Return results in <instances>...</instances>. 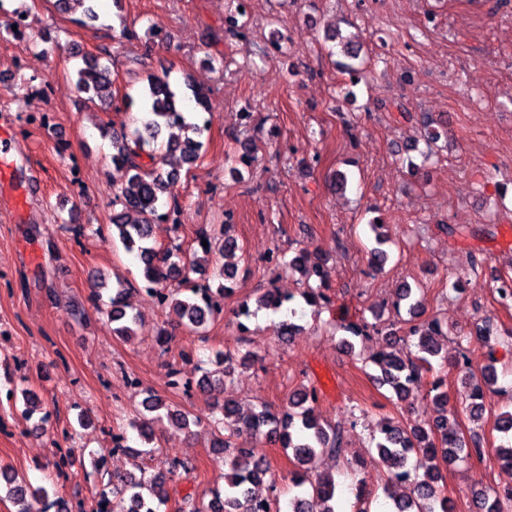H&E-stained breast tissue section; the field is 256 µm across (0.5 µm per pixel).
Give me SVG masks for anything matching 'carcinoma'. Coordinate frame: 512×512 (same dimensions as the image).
<instances>
[{
	"mask_svg": "<svg viewBox=\"0 0 512 512\" xmlns=\"http://www.w3.org/2000/svg\"><path fill=\"white\" fill-rule=\"evenodd\" d=\"M246 12L236 10L225 15L224 32L234 36L247 26ZM333 40L342 44L346 60L337 63L338 69L350 76L361 78L363 61L361 47L348 36L335 33ZM106 50L96 55L81 57V64L74 69L75 86L85 94H93L99 101L112 103V69L102 62ZM187 93L171 85L169 78L147 76V86L140 94L141 115L129 132L112 134V164L125 172V181L117 195L120 210L112 214V235L119 239L128 253H134L143 263L145 282L163 289L161 306L168 310L171 320L198 338L207 339L210 322L220 315L213 297L232 292L237 266L226 263L213 272L217 288L197 286L191 273L202 266L200 258L186 261L175 249L161 250L154 244V227L160 209L175 213L180 209L179 197L174 193L181 171L200 158L203 146L201 137L208 125L199 124L195 116L181 111ZM424 129L423 140L429 157L438 147L442 133L433 128L429 113L420 115ZM186 132L183 138H168L165 151L158 150L159 139L172 127ZM375 233V246L371 248V264L381 267L387 260V236L384 224H370ZM207 241L204 254L217 250L223 256H233L239 249L238 241L230 234V225L220 224L203 233ZM288 268L300 272L306 280H316L319 285L308 287L302 293L304 302L316 309L330 303L325 287L330 270L325 261L307 251H302L288 261ZM493 290L500 303L512 304V277L492 276ZM126 283L117 282L112 289L104 313L112 324V334L130 340L135 335L139 316L129 312L126 302ZM284 307L281 295L275 289L265 292L257 300V308L279 311ZM395 311L406 309L409 318L402 323L367 324L349 322L343 326L347 337L342 345L349 353H356V342L376 336L382 349L371 355L369 361L379 369L374 377L382 387H389L401 402L414 399L423 389L424 378L443 365L448 356L442 354L441 337L447 335L437 318L418 320L421 301L409 283L401 284L392 300ZM295 311L288 310V318L277 327V338L288 340L299 331L291 321ZM454 361L462 386L459 405L463 412L478 421L484 410L486 390L498 383L494 363L479 370L471 367L464 351ZM214 363L219 370L207 372L200 387L213 392L224 388L231 377L237 360L229 350H217ZM23 414L30 420L42 413L41 401L30 392L22 393ZM319 391L316 386L303 384L292 392L285 406L274 409L267 404L251 412L249 417L240 415V408L232 399L217 406L220 416L214 418L212 448L221 455L224 465V492H216L205 501L194 495L181 500L180 512H338L339 491L334 479L317 473L318 464L325 457L339 459L344 453V430L316 415ZM421 403L435 412L429 429H417L392 418L377 426L378 436L373 438L379 461L387 474L383 492L391 501L389 512H452L448 497L441 494L443 465L462 461L485 451L483 438L478 433L464 435L457 420V411L448 408V393L441 390V380L430 382ZM144 411L138 413L132 427L142 442H153V423L166 417L170 425L184 430L189 427L188 415L173 407L161 396L151 393L143 401ZM494 429L507 438V445L495 449L503 465L512 468V411L496 417ZM273 439L281 448L291 452L297 463L291 481L297 493L284 505L277 498H264L255 503L260 486L276 488V476L265 456L260 452L262 439ZM168 478L157 474L149 479L139 478L128 472L117 476L121 488L100 491L102 501H112V512H163L168 503L165 485ZM13 499L16 512H67L62 497L50 496L45 487L31 488L27 479L12 466L0 464V491ZM477 512H512V491L504 494L495 489L483 493L476 501Z\"/></svg>",
	"mask_w": 512,
	"mask_h": 512,
	"instance_id": "obj_1",
	"label": "carcinoma"
}]
</instances>
